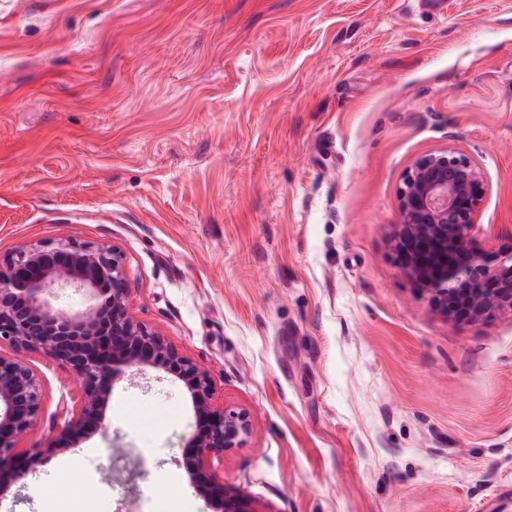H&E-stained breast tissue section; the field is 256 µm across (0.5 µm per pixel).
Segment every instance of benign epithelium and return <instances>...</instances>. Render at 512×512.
I'll use <instances>...</instances> for the list:
<instances>
[{"label":"benign epithelium","instance_id":"7a95c632","mask_svg":"<svg viewBox=\"0 0 512 512\" xmlns=\"http://www.w3.org/2000/svg\"><path fill=\"white\" fill-rule=\"evenodd\" d=\"M488 189L483 168L449 146L418 157L398 193V260L433 308L455 321L476 323L512 312V247L472 246ZM67 290L83 296L82 307L58 304ZM2 341L16 356L0 355V469L10 467L17 480L26 476L27 466L12 451L40 404L39 380L20 355L39 353L79 380L81 399L68 412L64 437L102 422L111 384L125 370L151 368L183 382L190 395L196 429L183 448L190 476L204 482L224 512H255L211 469L247 442L249 416L218 406L210 377L132 318L117 246L36 243L0 259Z\"/></svg>","mask_w":512,"mask_h":512}]
</instances>
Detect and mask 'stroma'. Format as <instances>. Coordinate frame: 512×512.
I'll return each instance as SVG.
<instances>
[{"label":"stroma","instance_id":"stroma-1","mask_svg":"<svg viewBox=\"0 0 512 512\" xmlns=\"http://www.w3.org/2000/svg\"><path fill=\"white\" fill-rule=\"evenodd\" d=\"M477 161V246H512V0H0V257L124 254L132 318L252 432L217 468L255 512H512V312L456 322L393 247L420 155ZM0 512H222L191 480L184 384L72 374Z\"/></svg>","mask_w":512,"mask_h":512}]
</instances>
